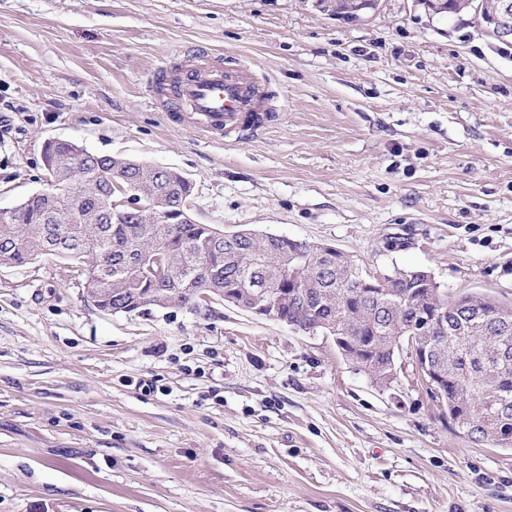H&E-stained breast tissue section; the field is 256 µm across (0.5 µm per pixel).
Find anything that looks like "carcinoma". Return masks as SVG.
Here are the masks:
<instances>
[{
  "label": "carcinoma",
  "instance_id": "obj_1",
  "mask_svg": "<svg viewBox=\"0 0 512 512\" xmlns=\"http://www.w3.org/2000/svg\"><path fill=\"white\" fill-rule=\"evenodd\" d=\"M425 3L435 14L462 11V0ZM43 159L49 177L70 186V196L51 204L32 198L16 217L0 216L4 264L23 265L40 255L73 261L88 292L114 313L196 305L204 296L241 301L261 286L268 302L304 327L341 319L350 333L341 355L380 388L397 379L399 348L429 350L441 369L466 378L459 385L444 380L432 393L448 419L497 444L496 435L512 436V304L480 293L437 296L435 301L447 306L448 332L411 340L407 325L428 299L419 269L397 268L381 285L349 255L338 254L331 263L305 243L302 262L311 279L304 300L277 277L286 265L285 251L297 247L292 239L271 242L248 231L230 245L209 224L135 222L98 208V197L109 192L122 199L117 187L144 184L158 208L176 209L193 194V184L181 173L148 166L132 171L109 155H87L66 143H46ZM154 250L166 255L171 274L153 275L138 263Z\"/></svg>",
  "mask_w": 512,
  "mask_h": 512
}]
</instances>
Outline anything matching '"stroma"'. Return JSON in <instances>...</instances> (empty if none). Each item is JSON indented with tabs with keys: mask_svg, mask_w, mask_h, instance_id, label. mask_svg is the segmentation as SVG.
I'll list each match as a JSON object with an SVG mask.
<instances>
[{
	"mask_svg": "<svg viewBox=\"0 0 512 512\" xmlns=\"http://www.w3.org/2000/svg\"><path fill=\"white\" fill-rule=\"evenodd\" d=\"M268 80L280 123L210 140L150 103L177 48ZM65 140L192 181L195 222L330 244L512 302V41L380 0H0V209ZM382 389L332 337L214 297L98 308L71 261L0 265V512H512L407 350Z\"/></svg>",
	"mask_w": 512,
	"mask_h": 512,
	"instance_id": "obj_1",
	"label": "stroma"
}]
</instances>
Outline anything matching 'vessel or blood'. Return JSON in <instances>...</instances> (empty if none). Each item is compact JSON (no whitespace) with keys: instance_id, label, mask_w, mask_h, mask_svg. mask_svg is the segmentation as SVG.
Returning <instances> with one entry per match:
<instances>
[{"instance_id":"obj_1","label":"vessel or blood","mask_w":512,"mask_h":512,"mask_svg":"<svg viewBox=\"0 0 512 512\" xmlns=\"http://www.w3.org/2000/svg\"><path fill=\"white\" fill-rule=\"evenodd\" d=\"M177 65L156 73L152 92L177 125L213 138L255 136L279 123L266 82L250 66L225 68L222 59L197 48L176 54Z\"/></svg>"}]
</instances>
